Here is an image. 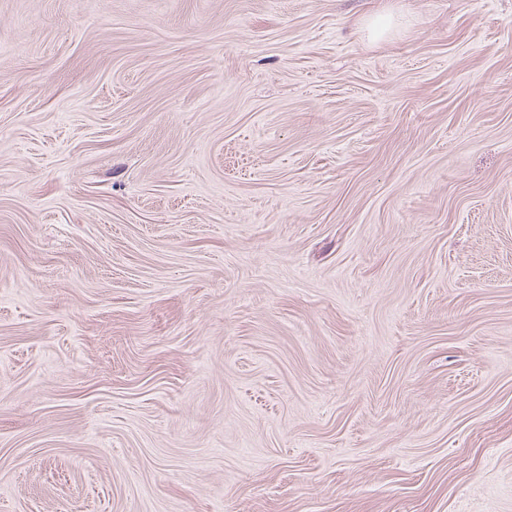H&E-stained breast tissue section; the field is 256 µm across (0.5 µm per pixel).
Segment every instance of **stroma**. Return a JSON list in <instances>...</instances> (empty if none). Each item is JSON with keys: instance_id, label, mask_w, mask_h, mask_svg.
Segmentation results:
<instances>
[{"instance_id": "stroma-1", "label": "stroma", "mask_w": 512, "mask_h": 512, "mask_svg": "<svg viewBox=\"0 0 512 512\" xmlns=\"http://www.w3.org/2000/svg\"><path fill=\"white\" fill-rule=\"evenodd\" d=\"M0 512H512V0H0Z\"/></svg>"}]
</instances>
